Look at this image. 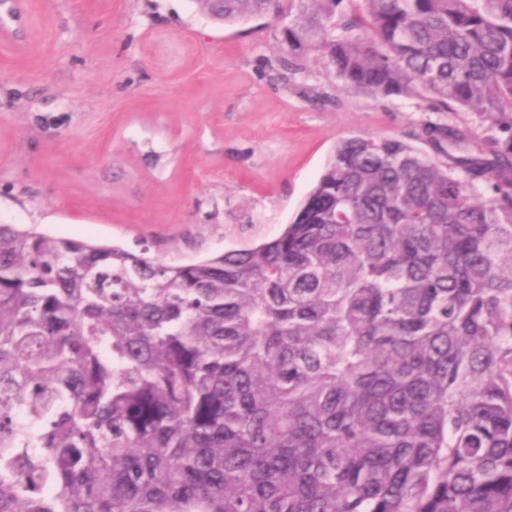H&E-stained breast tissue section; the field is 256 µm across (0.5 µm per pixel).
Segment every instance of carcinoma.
<instances>
[{
  "label": "carcinoma",
  "mask_w": 512,
  "mask_h": 512,
  "mask_svg": "<svg viewBox=\"0 0 512 512\" xmlns=\"http://www.w3.org/2000/svg\"><path fill=\"white\" fill-rule=\"evenodd\" d=\"M291 7L289 54L480 148L345 138L191 262L0 224V512H512V0Z\"/></svg>",
  "instance_id": "cac0c4a2"
}]
</instances>
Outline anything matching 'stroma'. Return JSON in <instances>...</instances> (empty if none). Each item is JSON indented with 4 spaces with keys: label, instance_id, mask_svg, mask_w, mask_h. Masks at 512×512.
I'll return each mask as SVG.
<instances>
[{
    "label": "stroma",
    "instance_id": "stroma-1",
    "mask_svg": "<svg viewBox=\"0 0 512 512\" xmlns=\"http://www.w3.org/2000/svg\"><path fill=\"white\" fill-rule=\"evenodd\" d=\"M0 30V224L202 259L278 236L336 144L434 154L423 101L343 86L319 53L284 67L279 26L195 0H24Z\"/></svg>",
    "mask_w": 512,
    "mask_h": 512
}]
</instances>
